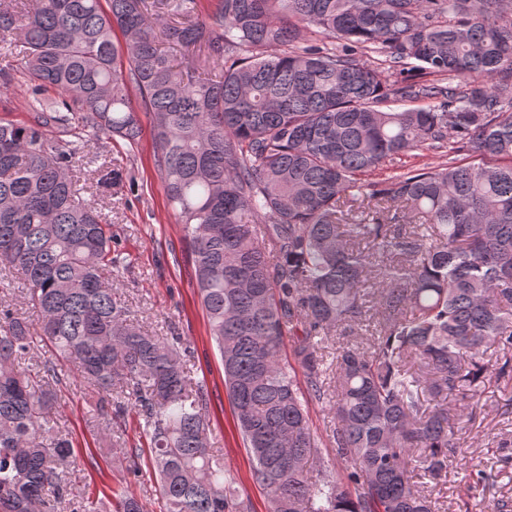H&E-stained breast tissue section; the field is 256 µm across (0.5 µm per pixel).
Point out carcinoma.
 <instances>
[{
    "label": "carcinoma",
    "mask_w": 512,
    "mask_h": 512,
    "mask_svg": "<svg viewBox=\"0 0 512 512\" xmlns=\"http://www.w3.org/2000/svg\"><path fill=\"white\" fill-rule=\"evenodd\" d=\"M106 3L0 0L34 112L0 121V264L38 319L0 303V512H60L71 495L51 412L64 367L143 418L166 512H250L181 338L136 325L105 284L124 263L112 224L50 137L134 142L142 112L269 512H438L420 484L448 473L453 420L489 371L512 385V0ZM424 151L453 158L369 179ZM36 338L53 358L31 375ZM326 399L346 467L312 481L309 406ZM460 469L471 490L492 480L473 458ZM110 498L144 512L122 486Z\"/></svg>",
    "instance_id": "carcinoma-1"
}]
</instances>
